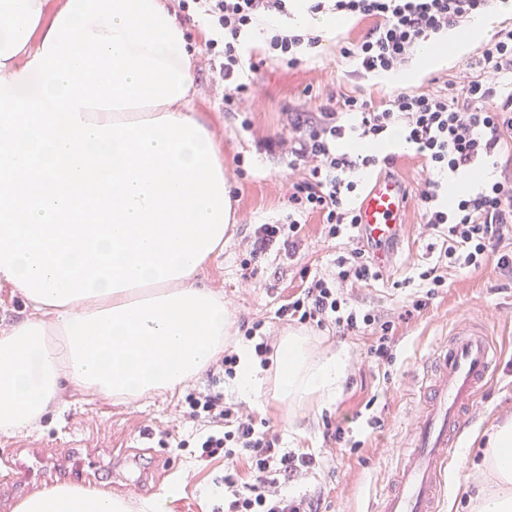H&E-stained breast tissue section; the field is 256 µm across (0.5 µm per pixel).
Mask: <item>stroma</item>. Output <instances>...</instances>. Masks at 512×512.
<instances>
[{
	"mask_svg": "<svg viewBox=\"0 0 512 512\" xmlns=\"http://www.w3.org/2000/svg\"><path fill=\"white\" fill-rule=\"evenodd\" d=\"M189 24L197 45L192 57L193 109L222 145L227 183L238 190L231 200L233 222L224 237V251L197 282L223 292L236 321H264L267 332L279 337L289 327L278 319L277 311L302 288L301 269L309 268L314 274L331 269L344 249L324 240L318 217L310 216L297 257L290 259L277 252L265 255L254 264L257 287L245 286L243 238L252 225L274 223L287 213L288 184L294 178L287 161L267 151L264 140L287 133V113L315 112L329 98L347 94L379 102L403 89L425 90L433 77L462 76L467 59L461 56L452 64L420 70L415 79L405 82L356 72L339 55L341 42H358L371 25L370 20L356 17L338 32L324 34L320 46L298 65L270 60L253 74L254 93L247 116L252 127L245 131L242 118L224 109V86L217 74L220 59L206 49L213 31L197 16ZM238 155L245 158L240 176L234 163ZM421 222L419 211L406 205L391 266L383 269L382 280L373 286L352 291L357 306L380 310L395 320V359L388 373L365 362L364 337L344 335L331 327L314 330L310 336L320 350L347 352L339 399L327 407L312 402L291 414L273 402L247 405L268 419L285 448L317 457L320 466L315 473L291 483L288 492L318 497L319 512H369L373 498L389 481L402 450V435L417 414L416 379L424 375L434 348L462 319L483 323L504 344L506 354L452 454L441 512H472L470 501L486 478L479 435L512 418V275L504 274L492 259L478 270L454 273L447 288L424 311L401 319L403 298L420 289V268L435 264L439 256L438 246L420 236ZM207 388L236 402L241 399L232 380H217L206 373L175 391L155 393L134 404L66 393L64 409L56 419L44 420L15 436L0 434V512H16L26 498V491L10 483L8 476L14 459L30 457L35 448L50 449L45 463L50 471L61 463V449H77L85 454L97 488L131 503L170 492L174 495L171 512H215L223 503L214 487L224 478V459L203 456L198 436L204 426L190 417L186 404L188 394ZM336 422L359 442L357 452L329 453L326 426Z\"/></svg>",
	"mask_w": 512,
	"mask_h": 512,
	"instance_id": "stroma-1",
	"label": "stroma"
}]
</instances>
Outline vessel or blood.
<instances>
[{
	"instance_id": "obj_1",
	"label": "vessel or blood",
	"mask_w": 512,
	"mask_h": 512,
	"mask_svg": "<svg viewBox=\"0 0 512 512\" xmlns=\"http://www.w3.org/2000/svg\"><path fill=\"white\" fill-rule=\"evenodd\" d=\"M405 205L399 183L376 179L358 201L364 236L390 243ZM500 353L487 329L465 322L434 354V372L421 390L422 409L392 484L379 494L375 512H437L448 462Z\"/></svg>"
}]
</instances>
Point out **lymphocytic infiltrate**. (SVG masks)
<instances>
[{
  "label": "lymphocytic infiltrate",
  "mask_w": 512,
  "mask_h": 512,
  "mask_svg": "<svg viewBox=\"0 0 512 512\" xmlns=\"http://www.w3.org/2000/svg\"><path fill=\"white\" fill-rule=\"evenodd\" d=\"M293 0H180L194 6L222 30L210 40L221 56L218 76L224 84V109L245 111L249 86L244 70V35L267 21L269 60L297 64L303 51L319 47L310 30L289 29L282 21ZM314 15H353L372 25L343 58L358 71L381 75L404 69L416 49L433 35L448 31L497 9L499 0H307ZM288 136L270 141L299 177L288 190V213L282 222L255 225L245 241L250 260L268 252L295 256L304 217L318 215L326 238L342 241L346 253L332 270L314 275L306 287L278 310L280 320L342 334L363 333L371 342L365 360L382 368L392 364L395 326L379 311L363 309L352 298L354 287L380 280L374 248L360 234L354 200L364 173H387L394 164L383 151L393 129L423 165L414 203L422 213V235L439 239L438 261L419 274L425 292L406 302L408 312H422L457 270L481 268L490 255L512 274V249H503L512 234V174L481 183L477 189L448 197V188L463 177L491 166L501 167L512 152V24L500 27L483 44L459 79H443L428 91H402L381 102L357 95L329 102L319 111L290 118ZM348 141L372 144L364 154L344 150ZM190 414L205 419L209 430L199 444L203 454L224 456V512H316L312 500L289 495V482L307 476L318 464L312 454L281 448L266 420L223 394L198 391L188 396Z\"/></svg>",
  "instance_id": "lymphocytic-infiltrate-1"
}]
</instances>
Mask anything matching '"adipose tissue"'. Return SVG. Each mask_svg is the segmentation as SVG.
<instances>
[{
  "mask_svg": "<svg viewBox=\"0 0 512 512\" xmlns=\"http://www.w3.org/2000/svg\"><path fill=\"white\" fill-rule=\"evenodd\" d=\"M0 0V288L30 314L0 329V433L59 414L66 391L120 402L172 391L224 352V295L197 286L224 249V152L193 111V43L166 0ZM492 16L427 43L456 57ZM234 384L295 411L340 396L347 355L300 331L270 366L236 347ZM492 485L473 512H512V420L489 435ZM18 512H128L108 492L55 486Z\"/></svg>",
  "mask_w": 512,
  "mask_h": 512,
  "instance_id": "ef3b65f1",
  "label": "adipose tissue"
}]
</instances>
